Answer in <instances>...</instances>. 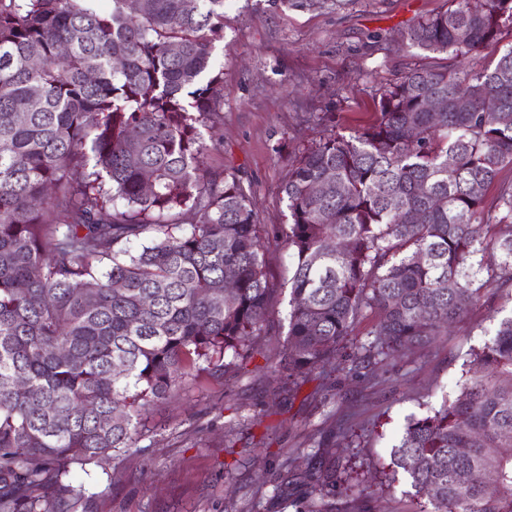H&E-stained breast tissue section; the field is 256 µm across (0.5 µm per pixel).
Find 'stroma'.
<instances>
[{"mask_svg":"<svg viewBox=\"0 0 512 512\" xmlns=\"http://www.w3.org/2000/svg\"><path fill=\"white\" fill-rule=\"evenodd\" d=\"M450 0H330L296 10L279 0H224V144L209 162L236 172L253 192L258 222H288L281 192L289 164L319 140L316 114L337 131L367 125L382 87L416 68L454 66L447 54L410 47V28ZM279 288L247 366L200 373L180 400L154 406L132 448L85 467L72 482L87 512H316L319 495L290 481L334 466L339 480L377 512H417L409 481L391 466L408 417L430 414L457 394L471 350L512 315V288L488 289L464 321L395 359L367 358L375 314H365L330 377L296 392L267 368L288 332L290 251L271 247Z\"/></svg>","mask_w":512,"mask_h":512,"instance_id":"35a3bbf8","label":"stroma"}]
</instances>
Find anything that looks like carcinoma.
<instances>
[{
	"label": "carcinoma",
	"instance_id": "obj_1",
	"mask_svg": "<svg viewBox=\"0 0 512 512\" xmlns=\"http://www.w3.org/2000/svg\"><path fill=\"white\" fill-rule=\"evenodd\" d=\"M452 3L407 39L458 65L410 71L370 124L294 157L289 224L270 233L237 175L206 161L224 0H0V512H78L74 466L131 447L200 364L251 359L277 293L273 244L295 271L287 343L267 364L290 383L331 365L367 311L366 352L388 359L512 287V47L475 62L512 0ZM467 374L392 447L420 512H512V315ZM313 491L329 499L317 512H340L334 472Z\"/></svg>",
	"mask_w": 512,
	"mask_h": 512
}]
</instances>
